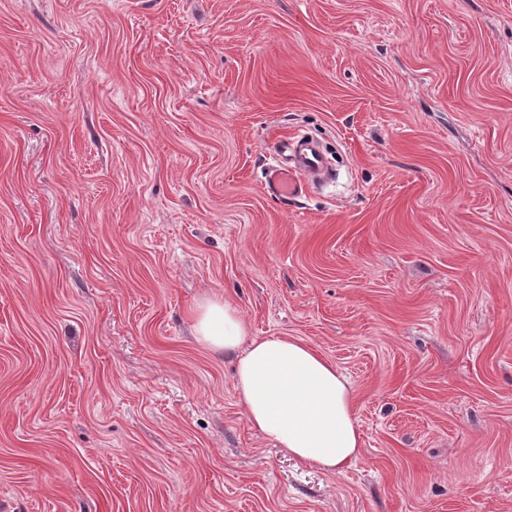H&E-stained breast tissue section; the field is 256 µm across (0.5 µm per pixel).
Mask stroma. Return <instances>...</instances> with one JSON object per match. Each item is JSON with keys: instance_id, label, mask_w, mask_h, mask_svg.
Here are the masks:
<instances>
[{"instance_id": "obj_1", "label": "stroma", "mask_w": 512, "mask_h": 512, "mask_svg": "<svg viewBox=\"0 0 512 512\" xmlns=\"http://www.w3.org/2000/svg\"><path fill=\"white\" fill-rule=\"evenodd\" d=\"M211 299L346 376L349 468ZM0 512H512V0H0ZM272 159L273 163L267 166L265 188L283 200L298 196L305 179L315 183L328 170L324 152L316 142L305 137L281 141ZM198 341L233 353L235 389L251 429L298 463L329 473L362 448L352 392L334 363L290 336H248L231 304L210 300L195 312Z\"/></svg>"}]
</instances>
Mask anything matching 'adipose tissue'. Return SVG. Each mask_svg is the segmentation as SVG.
<instances>
[{"label": "adipose tissue", "instance_id": "ef3b65f1", "mask_svg": "<svg viewBox=\"0 0 512 512\" xmlns=\"http://www.w3.org/2000/svg\"><path fill=\"white\" fill-rule=\"evenodd\" d=\"M200 343L234 354L235 388L251 429L298 463L329 473L363 445L352 392L334 363L290 336L255 337L231 304L211 300L195 312Z\"/></svg>", "mask_w": 512, "mask_h": 512}]
</instances>
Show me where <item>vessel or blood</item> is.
I'll return each instance as SVG.
<instances>
[{
	"label": "vessel or blood",
	"instance_id": "vessel-or-blood-1",
	"mask_svg": "<svg viewBox=\"0 0 512 512\" xmlns=\"http://www.w3.org/2000/svg\"><path fill=\"white\" fill-rule=\"evenodd\" d=\"M326 171L325 154L316 142L304 137L284 140L267 167L265 187L275 197L287 200L298 196L304 180L319 178Z\"/></svg>",
	"mask_w": 512,
	"mask_h": 512
}]
</instances>
